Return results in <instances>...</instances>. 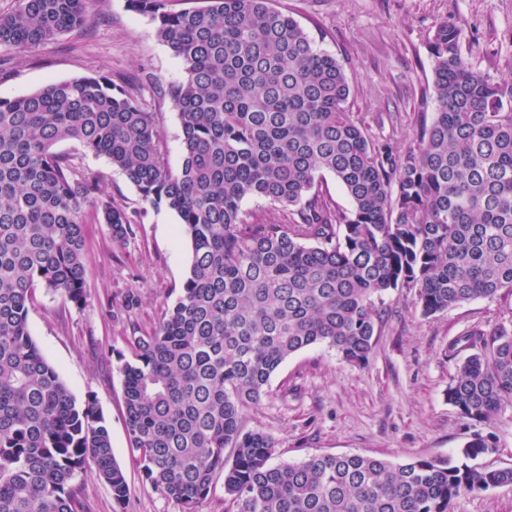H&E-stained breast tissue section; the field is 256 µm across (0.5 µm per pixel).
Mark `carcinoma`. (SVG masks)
I'll return each mask as SVG.
<instances>
[{"label":"carcinoma","instance_id":"obj_1","mask_svg":"<svg viewBox=\"0 0 512 512\" xmlns=\"http://www.w3.org/2000/svg\"><path fill=\"white\" fill-rule=\"evenodd\" d=\"M127 2L183 66L168 89L178 169L155 113L110 73L0 99V512H84L72 479L89 462L117 508L130 498L96 400H76L28 327L39 285L86 302L87 211L118 244L134 234L100 177L54 151L62 141L175 212L191 244L175 301L152 328L131 324L130 356L119 354L131 452L182 512H197L218 472L236 512H450L462 493L512 486V467L470 464L495 452L478 431L454 464L331 453L275 464V439L243 426L308 347L366 365L376 300L392 291L416 289L425 317L512 297V78L474 69L461 25L441 20L428 42L436 112L399 147L351 110L342 65L270 0ZM88 4L17 0L0 14V48L29 52L79 29ZM328 175L350 209L323 190ZM250 197L288 223L244 212ZM463 350L448 402L489 425L512 407V318L450 344Z\"/></svg>","mask_w":512,"mask_h":512}]
</instances>
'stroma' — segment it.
<instances>
[{
    "mask_svg": "<svg viewBox=\"0 0 512 512\" xmlns=\"http://www.w3.org/2000/svg\"><path fill=\"white\" fill-rule=\"evenodd\" d=\"M271 5L294 17L340 62L353 111L398 115L402 147L412 137L417 113L435 110L428 41L440 19L463 24V52L475 69L512 78V0H271ZM93 70L110 72L130 91L141 92L156 114L167 162L178 168L181 124L163 90L183 79V67L158 40L150 17L130 10L127 0H92L84 29L35 52L12 53L0 74V98L24 96ZM56 149L71 155L80 169L100 175L113 204L139 219L134 235L118 245L106 224L87 218V301L78 309L36 288L30 333L77 400L95 397L131 489L124 512H182L145 480L132 458L117 355L126 349L129 321L151 328L173 304L189 270L190 243L177 215L145 204L107 158L82 152L73 141ZM131 293L139 303L129 309L125 299ZM509 315L512 301L498 298L426 317L414 290L390 292L366 366L348 365L322 345L302 350L272 375L269 396L246 411L245 426L275 438L278 463L315 453L359 454L395 464L456 459L474 427L447 399L457 370L448 344L474 326ZM451 512H512V486L461 494Z\"/></svg>",
    "mask_w": 512,
    "mask_h": 512,
    "instance_id": "obj_1",
    "label": "stroma"
}]
</instances>
